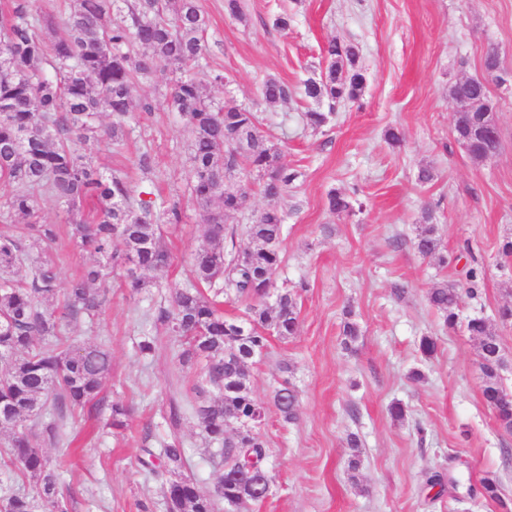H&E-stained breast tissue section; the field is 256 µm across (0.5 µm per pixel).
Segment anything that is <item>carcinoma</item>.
<instances>
[{
  "label": "carcinoma",
  "mask_w": 512,
  "mask_h": 512,
  "mask_svg": "<svg viewBox=\"0 0 512 512\" xmlns=\"http://www.w3.org/2000/svg\"><path fill=\"white\" fill-rule=\"evenodd\" d=\"M123 0H74L64 20L65 36L48 43L40 28L44 19L20 0H0V180L14 186L7 202L10 213L28 219L18 235L0 233V431H8L0 447V463L33 484V490L0 488V512H67L60 491V473L36 436L56 448H71L69 419L83 411L99 419L103 429L125 428L128 409L120 403L103 408L99 394L112 372V356L102 343L80 344L67 335L66 322L93 318L103 300L92 284L122 268L125 283L138 293L148 287L142 273L171 263L162 240V226L178 224L181 212L165 201L133 200L134 189L118 173H106L80 152L91 140L126 138L139 114L152 110L144 99L134 105L135 79L159 64L173 68L169 92L172 111L179 114L190 139L187 174L193 202L202 215L206 245L192 255V280L175 288L155 308L153 318L165 335L180 343L178 373L201 362L192 387L196 399L172 398L169 422L194 415L206 442L218 446L224 469L250 467L267 471L266 442L255 427L262 409L251 390L249 366L269 347V338L294 336L299 328V293L274 288L283 263L281 243L284 212L273 201L288 192L297 174L282 161V152L261 134L257 113L233 103L215 104L204 95L191 68L207 54L204 32L208 20L198 0H142L123 12ZM135 43L143 53L133 58L124 47ZM324 72L304 81L301 96L317 104L356 100L365 76L356 66L353 46L331 40L321 49ZM266 102L291 95L277 78L265 80ZM488 93L479 82L453 84L448 96ZM107 114L110 125L98 120ZM332 112L304 113L307 127L320 130ZM500 136L468 143V154L483 161L496 154ZM272 204L244 226L236 224L242 201L253 189ZM53 199L66 207L68 233L99 256L58 299L59 273L48 249L59 237L56 224L40 220L43 203ZM95 218H83L87 202ZM333 213H350L349 195L332 189L327 195ZM426 226L414 247L424 257L439 254L440 238L433 213L424 212ZM250 246L234 250L238 232ZM30 264L28 279L15 278L17 268ZM232 296L244 314L227 319L218 298ZM459 290L437 283L429 304L453 328L458 323ZM468 335L476 337L482 371V396L493 409L499 428L512 432V400L505 399L498 377L500 343L482 316L467 319ZM213 392L212 401L204 398ZM298 394L289 381L276 391L273 405L286 421L294 419ZM238 425L224 434V421ZM159 450L144 449L142 465L152 474L164 469L166 512H217L229 501L258 503L255 488L236 481L202 493L196 480L183 472L182 441L173 435L158 441ZM481 495L501 507L497 478L480 483Z\"/></svg>",
  "instance_id": "obj_1"
}]
</instances>
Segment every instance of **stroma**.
Returning a JSON list of instances; mask_svg holds the SVG:
<instances>
[{
	"mask_svg": "<svg viewBox=\"0 0 512 512\" xmlns=\"http://www.w3.org/2000/svg\"><path fill=\"white\" fill-rule=\"evenodd\" d=\"M237 20L224 0H198L208 18L207 56L195 74L205 95L258 112L261 130L283 151L298 179L279 202L288 231L277 284L301 285L299 330L271 338L267 353L250 367L252 393L265 403L290 381L298 391L296 418L287 422L270 409L262 428L267 442L272 493L239 512H503L512 504V433L496 424L482 398L477 342L461 326H444L429 305L436 282L457 285L461 320L484 317L507 362L500 372L512 393V320L499 316L512 305V258L500 252L512 237V86L490 83L497 104L500 149L489 160H472L454 137L455 105L448 95L458 80L479 77L487 49H497L512 72V0H242ZM294 18L288 30L272 26L280 12ZM355 45L365 86L358 101L337 106L332 123L308 128L311 104L302 82L319 73L321 49L331 39ZM224 73L212 84L211 70ZM274 77L292 86L285 102L270 104L262 85ZM173 75L157 67L137 80V98L150 99L120 144L90 142L83 152L101 170L119 172L152 199L178 201L182 221L162 228L172 252L169 267L147 273L146 291L125 288L120 277L96 283L105 305L96 329L71 320L69 335L106 343L112 373L101 395L105 404L129 409L121 433L96 434L85 413L69 423L81 446L63 455L44 452L71 492L68 512H164L162 483L139 458L155 436L176 435L184 446L185 472L202 492H212L224 468L217 448L203 439L197 421H166L169 352L147 360L137 352L154 332L151 316L170 289L190 279V257L203 245L200 212L189 196V135L168 106ZM399 146L385 139L389 128ZM148 152L155 171L145 179L134 159ZM433 181L417 180L421 167ZM355 193L352 213L330 212V189ZM432 208L447 263L422 257L413 247L424 208ZM60 288L95 254L60 234L52 248ZM478 272L476 294L466 273ZM359 337L342 346L344 320ZM437 342L432 357L419 339ZM421 379H412L413 371ZM401 403L404 421L388 407ZM360 443L359 467L348 470V438ZM439 473L445 482L430 486ZM496 475L502 503L485 500L480 480Z\"/></svg>",
	"mask_w": 512,
	"mask_h": 512,
	"instance_id": "35a3bbf8",
	"label": "stroma"
}]
</instances>
